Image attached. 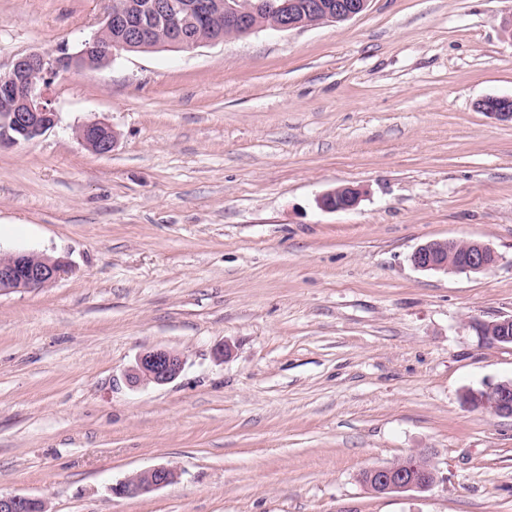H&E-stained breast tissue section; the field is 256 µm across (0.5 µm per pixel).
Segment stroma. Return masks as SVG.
<instances>
[{
    "mask_svg": "<svg viewBox=\"0 0 512 512\" xmlns=\"http://www.w3.org/2000/svg\"><path fill=\"white\" fill-rule=\"evenodd\" d=\"M512 0H368L340 23L124 53L55 79L56 125L0 149V251L68 268L0 296V495L48 512H512V419L463 393L512 379ZM103 0H0V73L76 50ZM108 121L111 154L74 138ZM348 185L358 205L328 212ZM498 254L425 272L431 240ZM228 347L227 357L217 351ZM148 348L184 358L131 386ZM423 451L425 492L372 467ZM156 465L176 483L111 486ZM478 107L482 112L499 121L512 122V98L496 97L483 100ZM358 189L350 186H339L331 189L319 198V205L326 211H343L357 206L360 201ZM463 251L460 261L455 259ZM412 265L422 271L444 273H481L497 261L495 250L478 241L431 240L411 255ZM470 326L486 341L512 344V316L500 317L492 321L474 319ZM421 464L400 460L389 466L365 470L366 485L375 493L418 491L431 489L437 482V471L432 461L423 453Z\"/></svg>",
    "mask_w": 512,
    "mask_h": 512,
    "instance_id": "35a3bbf8",
    "label": "stroma"
}]
</instances>
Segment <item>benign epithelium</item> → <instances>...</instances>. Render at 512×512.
<instances>
[{
	"instance_id": "benign-epithelium-1",
	"label": "benign epithelium",
	"mask_w": 512,
	"mask_h": 512,
	"mask_svg": "<svg viewBox=\"0 0 512 512\" xmlns=\"http://www.w3.org/2000/svg\"><path fill=\"white\" fill-rule=\"evenodd\" d=\"M367 0H308L306 13H298L299 3L285 0L275 7L279 24L275 29L288 31L295 28L316 26L328 22H342L362 13ZM188 12L200 8L208 13L224 16V23L231 25L234 35L247 36L256 30L251 25L252 0H204L200 4L183 5ZM172 11L171 0H155L147 5L132 2L119 11L104 12L102 26L124 24L127 42L145 38L148 29L166 27ZM115 56V50H102L95 40L83 41L78 51L64 50L53 54L38 48L17 57L10 70L0 75V147L32 140L47 132L55 124L56 112L51 107L47 90L51 80L59 74L75 75L99 70ZM482 112L499 121L512 122V98L496 97L479 103ZM75 138L85 149L98 155H107L116 146L118 135L105 120H95L78 126ZM358 189L339 186L319 198V205L326 211H343L357 206ZM412 265L422 271L444 273H481L497 261L495 250L478 241L431 240L420 245L411 255ZM65 272L62 260L44 254L15 252L0 258V295L16 291L43 288L53 283ZM470 326L489 342L512 344V316L492 321L474 319ZM184 360L180 353L165 348H149L141 352L135 366L127 374L133 387L149 384L163 385L174 381L181 373ZM465 403L474 409L484 410L497 417L512 418V379L489 383L470 389ZM178 472L168 466L158 465L130 475L112 487L120 496H139L156 491L175 482ZM366 485L378 494L389 492L431 489L437 482L435 465L429 458L417 464L407 460L389 466L365 470ZM46 507V503L25 495H1L0 512H31L32 507Z\"/></svg>"
}]
</instances>
